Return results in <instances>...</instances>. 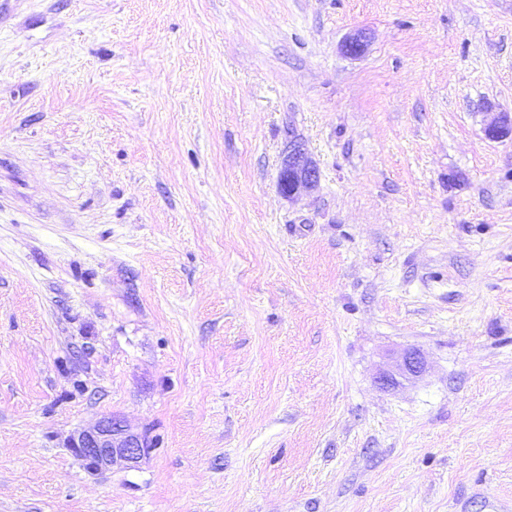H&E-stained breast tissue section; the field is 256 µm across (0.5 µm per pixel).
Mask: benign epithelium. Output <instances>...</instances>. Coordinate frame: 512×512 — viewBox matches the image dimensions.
Returning <instances> with one entry per match:
<instances>
[{"label": "benign epithelium", "mask_w": 512, "mask_h": 512, "mask_svg": "<svg viewBox=\"0 0 512 512\" xmlns=\"http://www.w3.org/2000/svg\"><path fill=\"white\" fill-rule=\"evenodd\" d=\"M366 45L367 33L359 30L345 40L343 50L347 55L357 57L364 52ZM487 110L494 116L484 128L486 138L497 142L512 141V111H498L492 103L487 105ZM319 179V170L304 146L291 144L277 176L280 193L288 199L294 198L314 190ZM426 366V360L419 352L409 350L394 370L380 374L377 384L387 387L395 384L399 377L417 378L425 372ZM155 445L156 439L148 429L134 428L119 415L104 417L95 426L76 431L67 439V447L92 473L111 468L135 470L145 457L146 449Z\"/></svg>", "instance_id": "obj_1"}]
</instances>
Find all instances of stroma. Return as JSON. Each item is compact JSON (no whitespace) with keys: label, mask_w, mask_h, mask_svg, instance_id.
<instances>
[{"label":"stroma","mask_w":512,"mask_h":512,"mask_svg":"<svg viewBox=\"0 0 512 512\" xmlns=\"http://www.w3.org/2000/svg\"><path fill=\"white\" fill-rule=\"evenodd\" d=\"M490 103L512 0H0V512H512ZM319 179V170L304 146L299 143L291 144L277 176L280 193L288 199L294 198L314 190ZM425 358L415 350L407 351L402 360L396 364L393 371L383 372L377 378V384L381 387H387L395 384L397 377L404 379H413L421 376L426 370ZM156 443L148 429L134 428L120 415H111L92 428L74 432L66 445L87 470L99 473L111 468L125 471L139 468L146 448H155Z\"/></svg>","instance_id":"obj_1"}]
</instances>
